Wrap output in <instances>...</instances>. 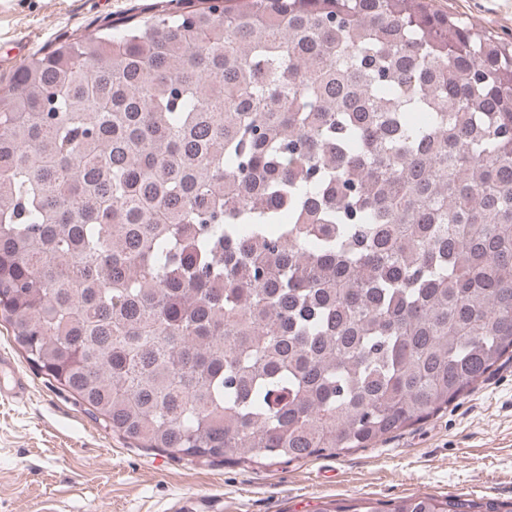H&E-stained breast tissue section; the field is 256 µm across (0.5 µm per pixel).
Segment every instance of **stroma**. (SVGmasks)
Segmentation results:
<instances>
[{
    "label": "stroma",
    "instance_id": "1",
    "mask_svg": "<svg viewBox=\"0 0 512 512\" xmlns=\"http://www.w3.org/2000/svg\"><path fill=\"white\" fill-rule=\"evenodd\" d=\"M188 0H0V87L38 51L105 20ZM512 41V0H436ZM0 353L28 388L0 398V512H335L414 494L512 503V361L429 420L340 456L288 465L206 463L139 448L30 365L0 323Z\"/></svg>",
    "mask_w": 512,
    "mask_h": 512
}]
</instances>
